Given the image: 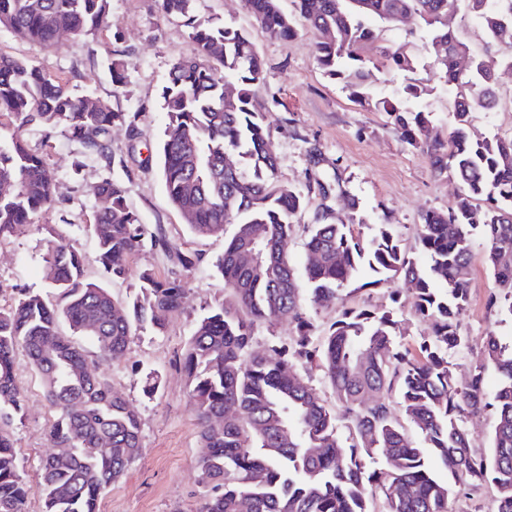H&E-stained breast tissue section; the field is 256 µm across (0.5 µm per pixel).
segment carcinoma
Wrapping results in <instances>:
<instances>
[{"label":"carcinoma","instance_id":"carcinoma-1","mask_svg":"<svg viewBox=\"0 0 512 512\" xmlns=\"http://www.w3.org/2000/svg\"><path fill=\"white\" fill-rule=\"evenodd\" d=\"M199 2L160 0L166 16L182 20L197 56L175 60L162 88L159 158L167 195L191 233L224 237L216 262L224 302L196 322L184 353L205 448L197 466L208 492L201 512H243L245 501L249 512H448L457 489L484 481L496 489L495 512H512V341L489 334L483 359L462 384L450 360L465 346L457 324L469 304L478 227L496 289L488 307L512 318V138L473 139L467 132L471 113L495 107L497 72L512 68V56L471 57L449 25L459 0H296L299 17L316 35L318 65L361 102L368 100L370 77L364 49L374 39L363 19L392 27L417 19L432 32L434 63L455 116L450 139L439 138L426 112L410 107L428 95L424 86L407 84L374 107L394 114L433 171L451 174L462 188L448 211L423 216L417 257L402 247L392 224L377 225L366 239L355 225L315 212L299 270L288 254L293 217L313 197L327 196L330 185L316 177L302 189L279 183L269 123L251 95L264 64L246 32L203 14ZM465 2L488 35L512 42V0ZM245 5L269 38L293 37L295 19L279 0ZM109 26L110 0H0V27L44 47ZM386 61L402 71L417 64L404 44L389 50ZM31 123L81 145L76 173L86 154L111 166L117 126L128 139L121 166L140 153L137 113L77 95L67 78L0 54V126L7 129L0 135V237L36 223L61 197L44 153L31 150L21 134ZM226 153L236 156L232 172L224 171ZM96 194L108 199L90 224L105 278H125L130 258L147 241L174 252L183 268L197 266V254L174 251L147 229L121 178L100 181ZM228 225L234 226L229 236ZM85 263L63 238H49L45 277L63 305L24 292L0 311V512H25L35 492L44 512H97L101 495L141 453L139 413L95 376L77 337L91 339L103 359L120 356L140 329L165 331L185 288L143 269L137 291L121 300L88 278ZM363 272L402 276L412 285L414 311L430 326L417 346L397 342L399 321L389 310L345 308L317 333L306 305L336 301ZM62 318L72 335L58 331ZM284 318L294 325L292 336L254 350L257 326ZM19 348L55 412L48 431L55 452L42 461L35 488L18 472L10 431L23 414L14 364ZM304 365L320 368L336 407L299 376ZM490 369L499 377L492 394L484 386ZM228 406L237 416L226 420ZM485 412L494 415V427L488 452L480 453L465 420Z\"/></svg>","mask_w":512,"mask_h":512}]
</instances>
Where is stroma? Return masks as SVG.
Wrapping results in <instances>:
<instances>
[{
	"label": "stroma",
	"mask_w": 512,
	"mask_h": 512,
	"mask_svg": "<svg viewBox=\"0 0 512 512\" xmlns=\"http://www.w3.org/2000/svg\"><path fill=\"white\" fill-rule=\"evenodd\" d=\"M207 14L245 30L265 64L261 83L254 86L255 103L270 124L269 147L278 160V177L287 185L303 186L308 172L340 185L341 195L328 201L313 198L309 209L293 219L288 252L296 266L306 259L307 226L321 204H328L334 220L360 222L364 237L376 225H395L403 247L418 254L417 226L428 212H444L460 192L450 175H437L422 149L401 135L393 114L357 102L343 84L327 77L314 59V33L298 26L286 41L270 39L247 11L244 0H203ZM111 29L71 38L49 50L0 28V51L38 65L49 75L70 80L78 94H91L113 108L138 115L142 155L154 152L160 142L164 114L159 94L175 59L192 58L196 47L181 22L164 17L156 0H111ZM427 33L414 28L409 49L419 63L410 72L380 69L367 83L370 97L393 96L408 83L426 86L423 107L440 137H448L456 123L448 109V85L422 51ZM123 60L127 84L118 89L108 69L110 59ZM497 107L475 112L468 131L476 137H512V70L502 71L497 85ZM32 149L42 150L54 170L62 198L44 211L36 224L0 237V310L9 308L21 292L52 296L43 275V255L49 236L63 237L86 257L90 278L100 276L94 259L93 240L87 230L98 201L93 187L106 175L100 161L85 159L80 173L72 161L80 147L62 134L46 136L41 127L26 126ZM129 204L149 230H162L175 250L198 254L199 264L183 268L174 256L158 248L144 247L130 260L126 280L110 283L117 298H125L137 283L141 269L162 277L180 279L186 298L182 309L168 318L165 334L144 329L127 352L99 362L97 373L111 382L140 414V456L107 489L99 500L100 512H200L205 490L197 482V460L203 450L195 421L189 380L181 361L195 322L207 309L224 299V281L214 263L224 252L220 237L191 234L169 201L158 166L132 167L126 181ZM481 233L473 235L474 262L470 273V303L458 319V331L466 346L453 355L459 374L480 361L488 334L512 339V318L490 311L487 299L493 286L485 261ZM414 292L402 278L394 277L366 286L361 279L347 284L336 303L313 310L317 328L328 327L346 308L392 310L400 322L402 344L416 343L429 324L412 310ZM15 362L25 414L12 425L19 470L36 482L43 458L51 452L47 431L53 413L39 375L24 350H16ZM158 388L146 393L147 379Z\"/></svg>",
	"instance_id": "1"
}]
</instances>
